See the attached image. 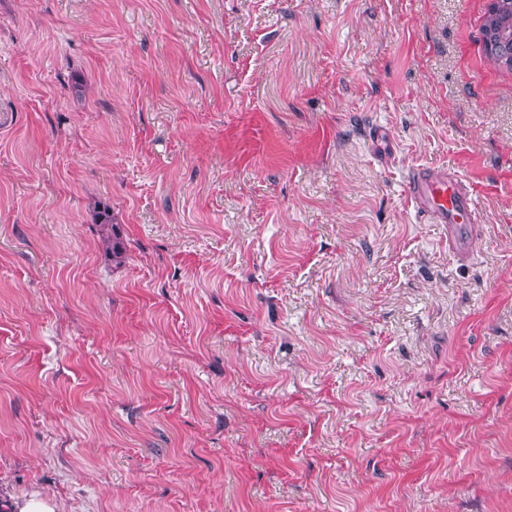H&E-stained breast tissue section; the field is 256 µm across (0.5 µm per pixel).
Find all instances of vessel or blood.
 Returning <instances> with one entry per match:
<instances>
[{
  "mask_svg": "<svg viewBox=\"0 0 512 512\" xmlns=\"http://www.w3.org/2000/svg\"><path fill=\"white\" fill-rule=\"evenodd\" d=\"M406 192L420 217L447 225L449 249L459 257H469L480 212L474 195L455 172L445 167L415 169L407 177Z\"/></svg>",
  "mask_w": 512,
  "mask_h": 512,
  "instance_id": "obj_1",
  "label": "vessel or blood"
}]
</instances>
